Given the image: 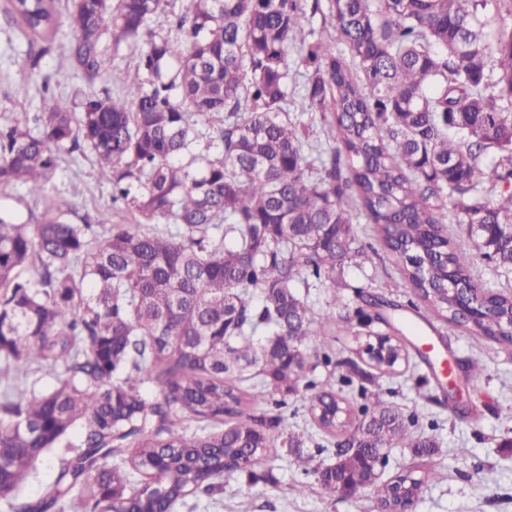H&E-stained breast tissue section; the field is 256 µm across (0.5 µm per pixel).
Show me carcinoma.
Segmentation results:
<instances>
[{
  "instance_id": "obj_1",
  "label": "carcinoma",
  "mask_w": 512,
  "mask_h": 512,
  "mask_svg": "<svg viewBox=\"0 0 512 512\" xmlns=\"http://www.w3.org/2000/svg\"><path fill=\"white\" fill-rule=\"evenodd\" d=\"M182 2L173 38L151 29L167 0H71L72 68L93 82L105 34L117 45L147 35L146 79L86 98L78 114L55 102L34 132L0 124L1 187L42 196L59 153L84 146L112 200L152 225L104 214L99 234L59 203L34 223L0 205V359L17 373L0 390L6 512L196 509L222 491L224 473L280 444L302 447L298 435L272 436L281 417L258 422L243 407L296 390L313 340L350 322L312 318L295 283L342 277L363 255L352 230L361 215L427 312L512 344V295L473 276L480 258L512 273V192L498 191L512 186V0ZM4 15L41 45L36 60L63 33L54 0H9ZM317 15L331 32L315 30ZM292 49L312 66L303 106L329 129L315 145L288 115ZM203 139L218 151L196 152ZM489 155L492 168L481 167ZM450 222L471 248L455 246ZM380 347L377 365L401 359L393 337ZM321 360L357 389L338 398L306 383L328 437L317 453L335 457L315 470L325 494L374 484L377 459L398 441L435 452L355 360L326 349ZM245 366L258 382L244 385ZM45 367L65 378L38 391L27 377ZM46 456L57 458L52 480L39 498L21 497ZM440 476H396L377 491L381 512L406 508Z\"/></svg>"
}]
</instances>
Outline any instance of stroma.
Wrapping results in <instances>:
<instances>
[{"label":"stroma","mask_w":512,"mask_h":512,"mask_svg":"<svg viewBox=\"0 0 512 512\" xmlns=\"http://www.w3.org/2000/svg\"><path fill=\"white\" fill-rule=\"evenodd\" d=\"M5 0H0V123L31 119L51 101L66 103L71 111L82 109L83 100L92 93H121L110 72L122 70L128 78L138 76L135 47L113 45L104 39L105 74L95 83L71 69L66 60L68 39L59 37L49 53L38 63L27 56V41L16 26L7 24L3 14ZM50 91H43V83ZM27 84L29 93L19 97L15 88ZM5 199L22 218L40 214L48 200L63 203L76 224L97 223L102 213H109L113 223L134 224L138 217L124 204L112 199V187L101 180L93 156L61 153L57 174L49 187L48 198H37L14 186L0 188ZM358 245L369 258L345 267L344 287L331 284L306 287L297 284L296 292L307 303L312 317L331 311L349 315L350 324L341 326L313 349L329 346L336 355L357 357L366 343L386 333V326L365 306L364 295H378L393 300L401 320L402 341L409 353L394 371L378 379L392 388L393 402L405 414L417 416L420 424L437 421L441 446L431 459L414 456L410 449L395 448L389 463L379 471L381 482L427 464L443 472L439 482L420 493L409 512H512V345L477 340L465 330L448 327L441 321L427 323L425 309L414 308V295L399 285V270L394 258L382 245L374 225L358 218L353 225ZM430 336L440 345L453 369L456 390L447 382L437 381L426 360L420 337ZM481 359L484 369L477 382L466 379L469 359ZM308 390L285 395V404L249 406L248 415L283 419L284 431L303 435L305 455L315 463H329L325 454H317L322 439L306 410ZM196 512H379L374 488L359 490L351 497L331 498L321 493L314 474L304 473L294 462L289 448L263 459L252 470L239 471L224 478V490L211 500L202 501Z\"/></svg>","instance_id":"obj_1"}]
</instances>
